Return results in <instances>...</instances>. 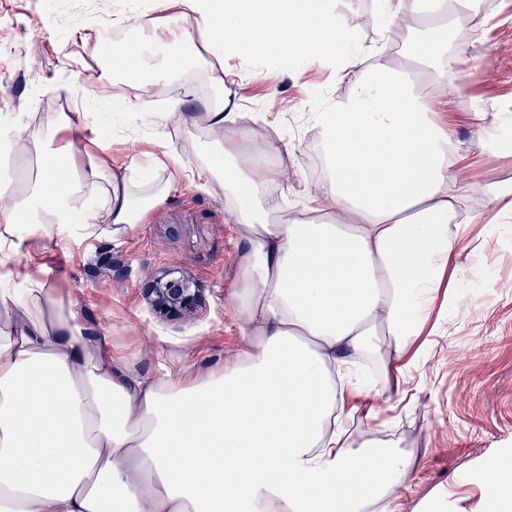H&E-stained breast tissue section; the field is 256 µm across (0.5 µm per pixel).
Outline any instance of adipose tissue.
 Instances as JSON below:
<instances>
[{
  "label": "adipose tissue",
  "instance_id": "1",
  "mask_svg": "<svg viewBox=\"0 0 512 512\" xmlns=\"http://www.w3.org/2000/svg\"><path fill=\"white\" fill-rule=\"evenodd\" d=\"M377 0L384 44L373 64L347 52L355 0H154L136 39L114 44L112 71L143 91L180 64L203 65L214 96L195 117L211 136L152 165L117 167L105 115L82 113L22 137L0 116V512H437L408 506L415 460L381 432L345 438L349 395L372 399L354 367L403 371L437 333L483 248L458 216L473 183L428 88L448 85L462 50L448 25L485 29L486 0ZM207 37L206 53L187 45ZM268 66L336 64L343 99L309 115L323 177L300 213L288 208L273 145L253 146L247 113L218 70L243 47ZM76 130L81 153L54 147ZM33 154L20 174L16 159ZM198 157L193 186L222 190L243 244L224 300L240 331L232 357L199 368L186 357L146 378L80 323L40 277L4 271L33 236L84 239L100 225L128 234L161 205L166 166Z\"/></svg>",
  "mask_w": 512,
  "mask_h": 512
}]
</instances>
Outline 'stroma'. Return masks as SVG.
<instances>
[{
  "instance_id": "1",
  "label": "stroma",
  "mask_w": 512,
  "mask_h": 512,
  "mask_svg": "<svg viewBox=\"0 0 512 512\" xmlns=\"http://www.w3.org/2000/svg\"><path fill=\"white\" fill-rule=\"evenodd\" d=\"M40 2L0 0V115L24 122L34 112L52 124L58 113L89 111L83 87L92 83L120 101L112 125L115 162H138L189 140L208 142L206 130L191 121L213 95L202 72L153 84L147 110L136 106L137 89L109 77L99 35L114 15L134 10L133 0H52L54 19L39 24ZM90 20L99 34L81 39L78 30ZM454 39L465 49L458 68L465 90L448 109V126L465 170L478 182L511 181L512 149L475 150L467 113L482 110L493 129L512 116V0H494L483 37L460 30ZM224 64L253 77L237 95L240 111L253 115L254 144L295 146V154H280L278 165L288 176V202L297 205L322 168L307 115L318 103L342 97L345 85L330 66L268 70L257 51ZM274 92L289 101V111L270 106ZM176 100L181 107L175 111ZM32 248L30 270L45 271L51 287L70 289L80 322L135 355L141 375L154 376L174 352L200 367L232 354L239 333L224 297L236 284L242 245L223 193L190 188L182 175L164 204L127 235L101 230L84 241L37 237ZM484 251V261L469 266L440 334L405 370L401 393L380 394L346 419L356 442L375 424L371 410L392 420L395 440L419 464L409 501L433 493L443 512H492L486 486L512 463V223L488 225ZM162 271L205 286V306L194 318L166 324L151 316L141 285Z\"/></svg>"
}]
</instances>
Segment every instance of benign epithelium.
Masks as SVG:
<instances>
[{
    "instance_id": "1",
    "label": "benign epithelium",
    "mask_w": 512,
    "mask_h": 512,
    "mask_svg": "<svg viewBox=\"0 0 512 512\" xmlns=\"http://www.w3.org/2000/svg\"><path fill=\"white\" fill-rule=\"evenodd\" d=\"M141 292L151 315L163 323L183 320L205 305L200 284L170 272L146 279Z\"/></svg>"
}]
</instances>
